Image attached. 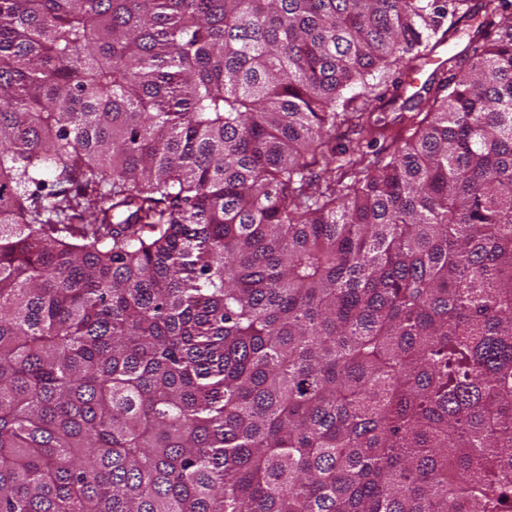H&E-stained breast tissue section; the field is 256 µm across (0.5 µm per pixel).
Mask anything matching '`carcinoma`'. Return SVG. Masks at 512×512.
Segmentation results:
<instances>
[{
  "instance_id": "obj_1",
  "label": "carcinoma",
  "mask_w": 512,
  "mask_h": 512,
  "mask_svg": "<svg viewBox=\"0 0 512 512\" xmlns=\"http://www.w3.org/2000/svg\"><path fill=\"white\" fill-rule=\"evenodd\" d=\"M511 6L0 0V512H512ZM473 34L474 29L470 28L464 20L460 21V23L457 25V31L454 33V35L447 39L446 42L441 41L438 43V46L435 48L437 49L436 52L439 54L444 52L445 55L447 53L448 57L458 54L464 49ZM448 57L444 58L443 56H437L433 59V63H437L440 67L446 62ZM417 73L410 74L403 84L400 83L403 74L391 71L386 83L380 87V92H386V98L383 101L386 112L383 114H381V112H374L373 118H376L377 116L385 118L384 122H381V125L384 123L387 124V134L400 132L402 137H406L408 135L407 129L409 128L410 123L409 117L414 113V111L411 112L407 109L411 106L412 100L409 98L410 92H402V86L404 90L411 89L413 91L411 96L417 93L424 82H421L418 78L414 77ZM402 78L404 79V76ZM394 80H398L399 84L393 85ZM387 101L390 102L387 103Z\"/></svg>"
}]
</instances>
